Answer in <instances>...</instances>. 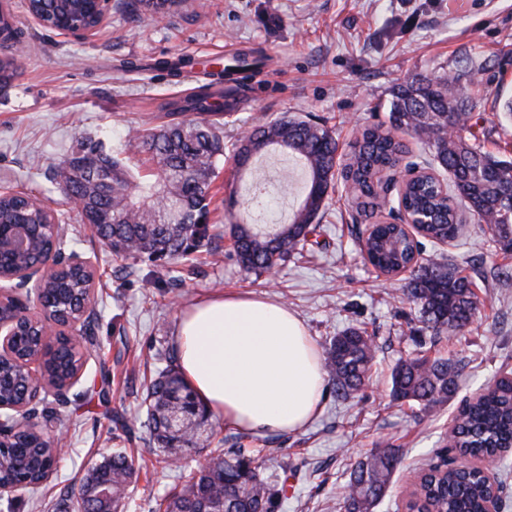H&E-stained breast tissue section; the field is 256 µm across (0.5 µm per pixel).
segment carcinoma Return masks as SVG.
I'll use <instances>...</instances> for the list:
<instances>
[{"mask_svg": "<svg viewBox=\"0 0 512 512\" xmlns=\"http://www.w3.org/2000/svg\"><path fill=\"white\" fill-rule=\"evenodd\" d=\"M65 0H35L36 10L48 21L64 13ZM461 72L448 80L422 77L393 92L388 120L362 130L344 165L342 176L356 200L357 218H371L381 207L378 174L398 165L408 153L404 137L424 141L437 166L448 173L449 183L426 170L398 191V207L407 217L422 219L418 235L445 243L459 237L463 215L477 219L496 247L512 253V161L485 150L479 126L482 117L472 112V92L461 84L464 76L490 66L486 58L466 55ZM240 71L226 64L214 73L213 82L169 104L168 114L181 117L163 128L137 132L140 147L158 171L154 182L141 187L142 198H132L130 176L120 160L90 146L63 160L55 178L89 155L112 170V195L102 196L97 184L84 177L71 180L74 197L84 204L81 220L112 254L122 258H147L151 262L194 261L210 247L216 234L209 224L210 183L224 158L238 169L252 164L261 149L279 147L294 156L307 172L302 200L285 224L232 225L233 256L246 272L266 273L304 250L315 234L329 189L336 178L338 145L330 131L318 122L296 115L259 124L242 139L226 145L217 122L186 119L187 113H217L212 101L222 102L220 111L231 117L239 106L233 90L219 85L224 77ZM26 193L0 198V232L27 224L33 237L27 255L4 254L7 263L35 260L50 245L49 236L38 228L41 211L27 208ZM364 259L378 272L395 276L410 271L407 298L418 307L420 318L434 337L465 332L479 311L480 301L472 282L450 261L430 259L412 263L423 243L409 240L398 222L378 221L372 230L359 233ZM54 302L71 312L79 309L84 295V277L77 271L57 274L47 282ZM21 351L42 358L46 379L62 381L79 370V359L65 350H52L32 336L22 337ZM375 357L372 336L351 328L335 337L326 351L325 367L336 397L346 399L364 385ZM13 375L12 386L1 392L6 401H22L32 389L22 372L4 365ZM461 368L457 360L442 356L399 362L391 373V397L395 402H417L425 407L448 400L456 391ZM148 427L159 451L171 459L185 448H203L208 438L199 427L208 425V411L185 385L177 368L167 366L146 388ZM19 443L28 455L38 458L49 450L51 439L23 435ZM448 445L471 456L503 455L512 450V376H501L473 399L464 402L448 432ZM5 476L16 482L39 484L45 473L25 457L3 453ZM400 457L393 448H378L351 473L343 499L346 512H368L387 491ZM134 469L124 453L93 466L83 478L79 496L87 512H105L96 497L97 487L112 483V508L125 499ZM489 486L483 477L441 470L424 477L420 495L436 512H481ZM281 489L260 472L257 460L242 448H228L191 472L170 495L157 503L156 512H277Z\"/></svg>", "mask_w": 512, "mask_h": 512, "instance_id": "obj_1", "label": "carcinoma"}]
</instances>
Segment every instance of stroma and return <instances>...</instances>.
<instances>
[{"instance_id":"stroma-1","label":"stroma","mask_w":512,"mask_h":512,"mask_svg":"<svg viewBox=\"0 0 512 512\" xmlns=\"http://www.w3.org/2000/svg\"><path fill=\"white\" fill-rule=\"evenodd\" d=\"M183 0L163 16L137 0H112L96 33L76 40L36 24L23 0H0V21L22 29L15 72L0 84V188L24 191L58 214L67 250L95 268V338L81 350L82 368L66 401L42 394L35 405L44 432L65 438L55 472L36 491L0 512H74L70 492L88 468L123 449L136 480L125 512H155L157 502L205 458L238 439L264 475L284 480L279 512H344L339 495L352 467L371 450L402 454L392 485L373 512H403L417 475L448 452V430L463 402L493 379L512 374V286L501 287L496 267L512 268L476 221L449 243H425V258L443 256L474 283L480 312L461 336L431 345L404 294L407 274L376 272L355 243V208L343 184L331 190L320 220L326 248L308 247L275 274L243 272L226 233L233 215L251 211L267 224L287 220L302 195L304 171L287 153L269 148L238 171L223 160L212 178L210 223L225 236L217 250L199 254L195 271L177 260L166 267L145 259L121 260L83 224L73 201L50 180L52 166L101 140L117 151L130 174L144 173L149 155L135 130L164 123L160 104L190 94L221 68L225 48L263 58L237 85L241 103L224 127L225 140L283 115L325 120L346 156L359 131L386 120L391 91L418 77L455 74L462 56L491 58L480 72L474 110L483 118L488 150L512 157V122L498 103L512 96V0ZM181 56L193 66L173 75L163 66ZM266 186L254 198V183ZM235 196L234 212L224 199ZM215 293L268 295L305 323L318 349L348 328L374 339L375 358L364 388L337 398L325 390L317 416L297 432L253 436L212 416L208 448L184 452L167 465L143 421L142 384L175 356L181 311ZM458 356L460 387L447 402L421 407L390 397L399 360Z\"/></svg>"}]
</instances>
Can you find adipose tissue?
Listing matches in <instances>:
<instances>
[{
  "instance_id": "1",
  "label": "adipose tissue",
  "mask_w": 512,
  "mask_h": 512,
  "mask_svg": "<svg viewBox=\"0 0 512 512\" xmlns=\"http://www.w3.org/2000/svg\"><path fill=\"white\" fill-rule=\"evenodd\" d=\"M175 343L186 384L238 430L296 432L321 409L319 351L303 321L271 297L204 298L180 313Z\"/></svg>"
}]
</instances>
